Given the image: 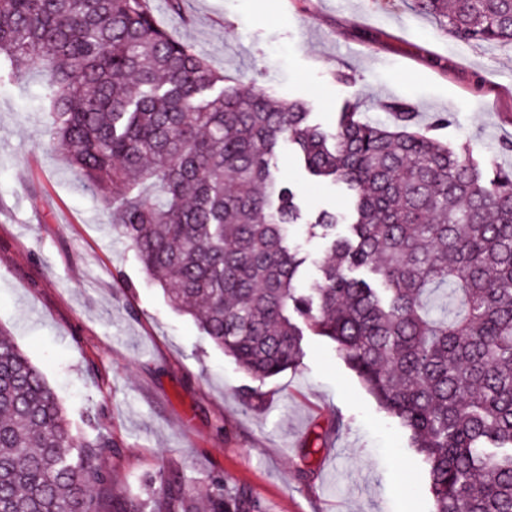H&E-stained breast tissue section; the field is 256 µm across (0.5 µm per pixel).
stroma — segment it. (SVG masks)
Returning a JSON list of instances; mask_svg holds the SVG:
<instances>
[{
    "label": "stroma",
    "mask_w": 512,
    "mask_h": 512,
    "mask_svg": "<svg viewBox=\"0 0 512 512\" xmlns=\"http://www.w3.org/2000/svg\"><path fill=\"white\" fill-rule=\"evenodd\" d=\"M158 23L219 73L282 98L304 99L310 121L334 129L348 103L387 125L393 101L420 128L470 142L481 162L512 168V47L464 45L413 0H183ZM349 73L346 81L339 72ZM43 77L0 87V331L41 370L75 419L92 418L111 447L96 464L117 487L180 469L206 498L209 476L253 489L268 512H433L429 476L408 432L388 415L323 336H309L298 370L262 387L167 303L134 251L112 234L103 201L48 141ZM278 176L304 221L292 235L319 277L325 242L306 223L351 216L345 185L304 169L291 144Z\"/></svg>",
    "instance_id": "stroma-1"
}]
</instances>
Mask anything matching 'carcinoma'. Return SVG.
<instances>
[{
  "mask_svg": "<svg viewBox=\"0 0 512 512\" xmlns=\"http://www.w3.org/2000/svg\"><path fill=\"white\" fill-rule=\"evenodd\" d=\"M417 5L462 44H512V0ZM19 60L45 77L49 140L172 308L259 382L328 338L409 433L434 512H512V169L419 129L407 103L381 126L355 101L328 132L300 100L226 86L151 0H0V85L20 82ZM284 143L355 194L347 234L328 212L312 224L329 243L309 288ZM108 445L0 332V512H200L176 468L102 508ZM209 484L205 512H266L245 485Z\"/></svg>",
  "mask_w": 512,
  "mask_h": 512,
  "instance_id": "1",
  "label": "carcinoma"
}]
</instances>
